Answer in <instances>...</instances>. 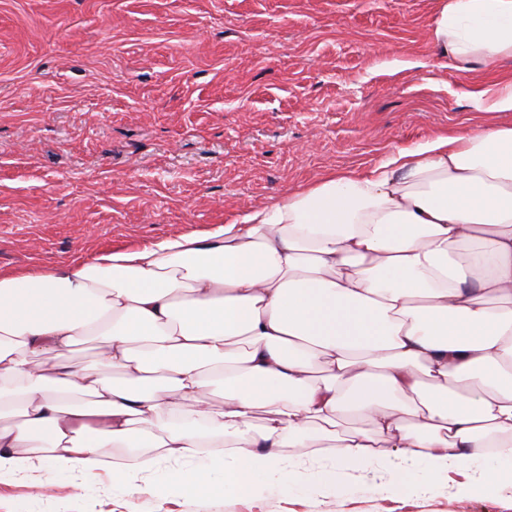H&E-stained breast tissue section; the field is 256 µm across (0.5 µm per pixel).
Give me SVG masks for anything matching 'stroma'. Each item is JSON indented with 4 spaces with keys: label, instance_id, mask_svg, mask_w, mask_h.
Masks as SVG:
<instances>
[{
    "label": "stroma",
    "instance_id": "obj_1",
    "mask_svg": "<svg viewBox=\"0 0 512 512\" xmlns=\"http://www.w3.org/2000/svg\"><path fill=\"white\" fill-rule=\"evenodd\" d=\"M436 0H0V271H55L240 219L397 146L512 123L430 41ZM366 467L322 512H512V485L391 498ZM109 471L0 479V512H125ZM141 512H308L305 494Z\"/></svg>",
    "mask_w": 512,
    "mask_h": 512
}]
</instances>
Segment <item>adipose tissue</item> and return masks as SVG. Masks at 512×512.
Returning a JSON list of instances; mask_svg holds the SVG:
<instances>
[{
  "label": "adipose tissue",
  "instance_id": "1",
  "mask_svg": "<svg viewBox=\"0 0 512 512\" xmlns=\"http://www.w3.org/2000/svg\"><path fill=\"white\" fill-rule=\"evenodd\" d=\"M461 74L512 59V0H437ZM96 337L97 365L67 355ZM116 369L121 382L103 372ZM224 402L214 406L215 392ZM0 471L124 486L163 460L181 498L343 496L340 474L401 457L503 484L512 460V125L460 130L340 170L202 233L55 272H0ZM363 419L342 430L338 416ZM43 453L21 455L31 430ZM301 449L298 458L284 448Z\"/></svg>",
  "mask_w": 512,
  "mask_h": 512
}]
</instances>
